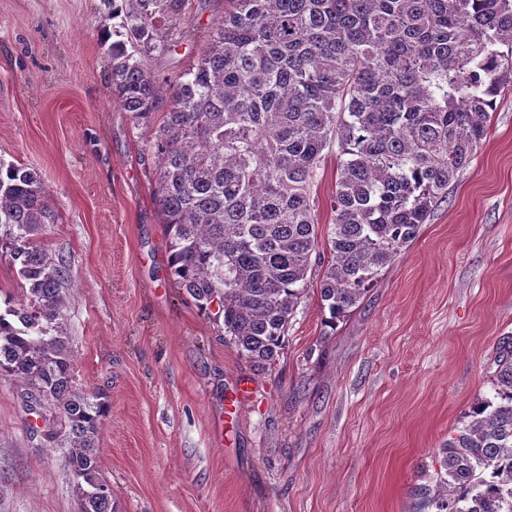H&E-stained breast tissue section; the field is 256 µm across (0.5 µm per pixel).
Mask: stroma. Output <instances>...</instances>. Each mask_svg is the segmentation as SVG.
<instances>
[{
  "label": "stroma",
  "mask_w": 512,
  "mask_h": 512,
  "mask_svg": "<svg viewBox=\"0 0 512 512\" xmlns=\"http://www.w3.org/2000/svg\"><path fill=\"white\" fill-rule=\"evenodd\" d=\"M100 0H0V160L35 169L66 260L64 325L79 386L102 394L99 465L116 512H415L435 456L492 391L512 334V88L448 187V201L335 327L312 266L286 346L259 370L169 276L145 152L162 123L112 99ZM224 0H190L172 48L149 61L175 83ZM336 161L314 191L328 251ZM248 381L236 402L239 381ZM25 385L0 377V512H77L65 451Z\"/></svg>",
  "instance_id": "35a3bbf8"
}]
</instances>
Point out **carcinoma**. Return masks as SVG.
Listing matches in <instances>:
<instances>
[{"label":"carcinoma","mask_w":512,"mask_h":512,"mask_svg":"<svg viewBox=\"0 0 512 512\" xmlns=\"http://www.w3.org/2000/svg\"><path fill=\"white\" fill-rule=\"evenodd\" d=\"M186 0H101L124 15L108 49L112 98L136 125L165 106L147 145L170 275L224 325L252 366L274 364L319 253L318 170L331 156V261L319 286L325 324L448 201V185L486 137L512 86V0H226L196 63L164 97L147 59L169 50ZM508 47V52L499 46ZM55 223L33 169L0 160V246L21 297L0 306V376L28 386L43 436L68 448L78 512H114L99 469L106 405L74 386L63 328L65 261L37 243ZM493 393L439 449L417 512H512V335L499 339Z\"/></svg>","instance_id":"cac0c4a2"}]
</instances>
